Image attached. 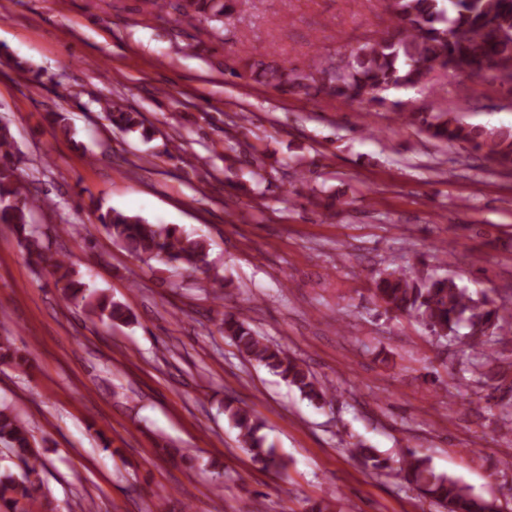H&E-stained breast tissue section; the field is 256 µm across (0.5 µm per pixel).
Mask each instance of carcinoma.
<instances>
[{
    "label": "carcinoma",
    "mask_w": 512,
    "mask_h": 512,
    "mask_svg": "<svg viewBox=\"0 0 512 512\" xmlns=\"http://www.w3.org/2000/svg\"><path fill=\"white\" fill-rule=\"evenodd\" d=\"M234 0H178L158 7L173 6L181 14L204 21H221L231 15ZM390 24L377 31L346 57H320L305 69L261 60L242 59L230 74L269 86L282 94L316 99L334 96L364 109L384 106L386 93L414 87L431 74L448 69L470 77L480 76L483 64L500 69L512 80V0H382ZM104 119L123 131L141 132L148 139L141 114L126 112L115 105L103 106ZM409 119L419 123L430 138L461 145L483 153L488 161L512 167V129H488L466 124L453 112L435 114L412 112ZM15 140L10 126L0 125V223L15 225L27 256L46 264L60 286L63 298L104 324L134 321L123 303L91 290L79 271L63 256L47 253L41 235L31 222L32 212L51 204L31 194L22 184L12 158ZM97 224L137 257H147L207 272L208 243L185 233L176 225L151 224L141 216L108 208L97 216ZM373 297L387 313L406 315L445 342L467 340L473 358L463 372L475 373L491 361L488 348L501 343L502 306L483 293L473 296L451 275L420 274L399 269L384 271L373 280ZM466 326L469 332L459 336ZM218 328L246 361L263 366L280 376L309 402L324 406L334 395L321 384L309 367L278 344L260 336L250 321L224 312ZM28 354L14 347L10 337L0 336V365L23 367ZM224 415L238 431L239 447L263 468L283 471L288 461L278 456L263 433L264 421L248 405L233 396L224 398ZM0 444L11 450L22 464L17 475L0 477V507L7 512H28V506L45 496L38 471L29 466L38 442L14 409L0 404ZM351 454L375 471L395 467L371 448H353ZM397 474L414 485L421 495L439 504L444 512H499L496 501L475 494L460 480L436 471L431 459L410 449L396 460Z\"/></svg>",
    "instance_id": "carcinoma-1"
}]
</instances>
